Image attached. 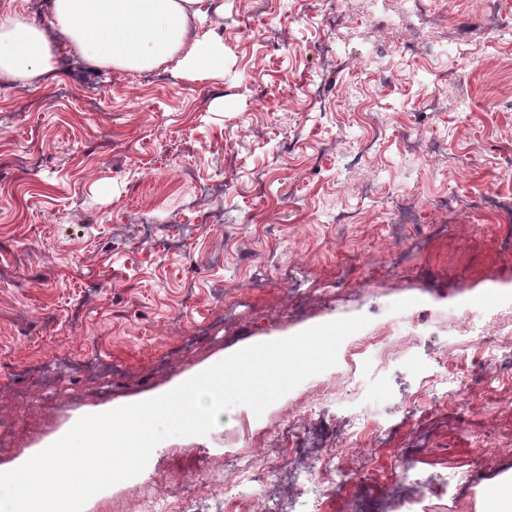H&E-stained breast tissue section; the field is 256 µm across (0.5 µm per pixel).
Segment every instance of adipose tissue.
Segmentation results:
<instances>
[{"mask_svg":"<svg viewBox=\"0 0 512 512\" xmlns=\"http://www.w3.org/2000/svg\"><path fill=\"white\" fill-rule=\"evenodd\" d=\"M213 0H52L47 20L0 15V78L28 84L51 69V33L66 36L72 53L112 71L143 73L173 64L188 79L224 71V42L192 28Z\"/></svg>","mask_w":512,"mask_h":512,"instance_id":"1","label":"adipose tissue"}]
</instances>
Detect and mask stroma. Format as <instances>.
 <instances>
[{
    "mask_svg": "<svg viewBox=\"0 0 512 512\" xmlns=\"http://www.w3.org/2000/svg\"><path fill=\"white\" fill-rule=\"evenodd\" d=\"M218 2L221 75L92 76L65 52L32 85H0V471L245 344L365 315L363 335L389 329L403 352L367 357L358 393L340 390L323 417L395 424L416 408L431 448L405 469L439 486L411 512H478L512 458L470 435L512 447V399L475 408L460 431L459 406L430 404L422 383L430 357L473 356L463 317L512 305V260L493 237L512 212L484 206L488 193L512 200V42L480 27L483 0H421L427 53L409 46L407 0ZM341 210L357 223H335ZM35 360L41 372L27 370ZM294 399L161 442L84 512H132L153 482L178 503L201 454L217 467L278 457L272 431ZM455 469L478 473L467 493L447 483Z\"/></svg>",
    "mask_w": 512,
    "mask_h": 512,
    "instance_id": "obj_1",
    "label": "stroma"
}]
</instances>
